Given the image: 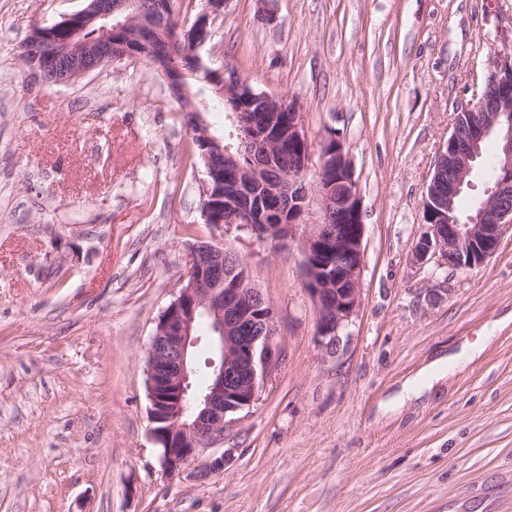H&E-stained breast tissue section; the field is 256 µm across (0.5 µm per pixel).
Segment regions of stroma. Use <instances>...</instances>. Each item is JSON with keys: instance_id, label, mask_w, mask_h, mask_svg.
<instances>
[{"instance_id": "obj_1", "label": "stroma", "mask_w": 512, "mask_h": 512, "mask_svg": "<svg viewBox=\"0 0 512 512\" xmlns=\"http://www.w3.org/2000/svg\"><path fill=\"white\" fill-rule=\"evenodd\" d=\"M85 5L0 0V512H512V238L474 269L414 257L454 110L512 53V0H228L216 20L203 61L297 103L308 181L329 136L351 160L361 305L332 354L300 239L206 223V173L185 162L192 133L160 72L132 59L30 82L32 25ZM199 241L245 260L279 347L203 482L163 474L145 387ZM481 352L480 348L469 347L462 349L459 353L448 355L447 359H438L431 365L426 367L423 371V375L417 379L407 380L403 383L402 388L398 394L393 396L391 402L385 405L384 411L390 409L389 405L393 402H399L403 404L405 400L412 398L421 397L425 390L432 386V382L442 378L448 374L450 368L456 367L459 363L465 364L466 362L472 361ZM447 360V370H446Z\"/></svg>"}]
</instances>
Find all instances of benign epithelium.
Segmentation results:
<instances>
[{
    "label": "benign epithelium",
    "instance_id": "1",
    "mask_svg": "<svg viewBox=\"0 0 512 512\" xmlns=\"http://www.w3.org/2000/svg\"><path fill=\"white\" fill-rule=\"evenodd\" d=\"M222 0H206L195 18V27L207 30L224 11ZM75 32L67 47V72L62 79L81 78L107 63L145 58L139 51L151 42L153 27L146 23L138 0H95L67 18ZM101 22L103 37L88 42L80 28ZM247 82L232 68L224 70L216 94L230 101L229 111L239 141L237 153L224 150L226 173L247 177L240 186L234 211L216 223L227 229H246L272 242L296 236L306 209L310 187L305 173L310 152L296 103L282 97L250 91L242 98ZM267 112H286L288 144L300 145L298 168L271 179L275 155L282 141L264 123H251L246 113L253 104ZM490 138L498 143L500 166L475 214L461 220L456 199L471 185V177L482 157V145ZM316 191L321 196L322 223L310 225L302 237V253L308 291L314 300L317 328L327 353L339 345L340 336L360 307L363 270L364 224L353 168L343 144L334 140L332 151H322ZM264 195L278 198L280 209L266 211ZM427 230L415 250L416 261L435 262L452 270L482 265L498 249L506 233H512V54L493 62V71L474 101L454 113L448 139L439 147L431 181L423 203ZM223 251L218 246L194 247L191 263L197 273L189 286L164 309L150 338L146 355V377L151 402L153 440L160 445V465L169 477L202 480L224 472V431L232 416L258 401L265 380L277 363L273 316L260 310L270 307L251 279H238L224 287ZM261 320L257 335H242L238 327L252 318ZM211 321L213 384L202 392L193 389L189 362L195 347L196 321ZM211 450L203 456L205 450Z\"/></svg>",
    "mask_w": 512,
    "mask_h": 512
}]
</instances>
